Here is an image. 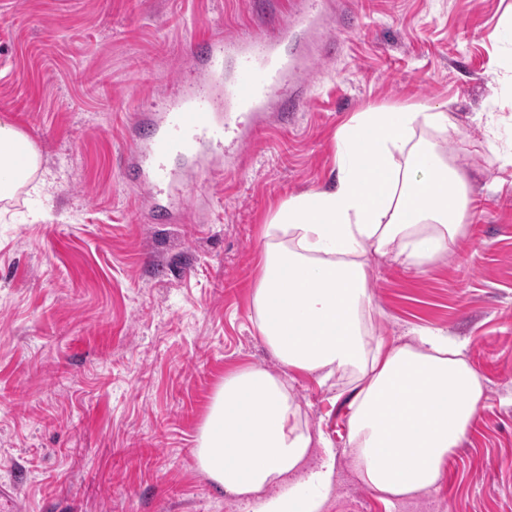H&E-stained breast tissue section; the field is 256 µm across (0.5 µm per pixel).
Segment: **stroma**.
I'll return each mask as SVG.
<instances>
[{"instance_id": "1", "label": "stroma", "mask_w": 512, "mask_h": 512, "mask_svg": "<svg viewBox=\"0 0 512 512\" xmlns=\"http://www.w3.org/2000/svg\"><path fill=\"white\" fill-rule=\"evenodd\" d=\"M318 8L299 38L334 47L309 62L303 111L287 123L271 102L241 152L213 154L224 176L173 160L184 202L156 224L167 194L124 177L139 118L223 90L234 63H193L195 39L277 35L289 0H0V117L40 157L36 192L0 201V482L26 512H244L194 448L226 373L280 369L251 320L265 226L335 182L355 115L447 101L458 134H419L469 176L465 231L424 272L372 255L366 273L372 336L466 343L486 389L467 439L435 489L386 502L346 451L350 392L306 376L290 391L337 453L323 512H512V0Z\"/></svg>"}]
</instances>
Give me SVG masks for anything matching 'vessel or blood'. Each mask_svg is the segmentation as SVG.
<instances>
[{"label":"vessel or blood","instance_id":"1","mask_svg":"<svg viewBox=\"0 0 512 512\" xmlns=\"http://www.w3.org/2000/svg\"><path fill=\"white\" fill-rule=\"evenodd\" d=\"M317 0H292V24L311 27L318 23ZM287 34L226 41L217 31L206 32L196 42L207 63L233 59L237 67L234 83L223 99L199 94L162 117L144 116L127 169L137 181L153 191L174 188L177 177L171 159H205L222 149L226 138L244 143L245 132L262 106L279 99L284 119L302 111L306 82L294 76L293 60L284 49Z\"/></svg>","mask_w":512,"mask_h":512}]
</instances>
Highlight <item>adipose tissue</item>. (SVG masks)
I'll return each instance as SVG.
<instances>
[{"mask_svg":"<svg viewBox=\"0 0 512 512\" xmlns=\"http://www.w3.org/2000/svg\"><path fill=\"white\" fill-rule=\"evenodd\" d=\"M454 131L447 104L358 113L338 137V175L328 189L288 197L267 224L252 322L280 364L274 374L243 367L216 387L194 450L201 472L248 512H322L335 454L302 424L288 390L292 375L327 384L350 374L348 445L363 481L406 498L434 489L449 454L466 439L484 385L464 344L421 328L415 344L371 341L364 258L373 253L423 269L464 232L466 175L416 127ZM26 137L0 118V161L26 146L13 198L39 168ZM327 451L306 486L289 484L313 445Z\"/></svg>","mask_w":512,"mask_h":512,"instance_id":"1","label":"adipose tissue"}]
</instances>
